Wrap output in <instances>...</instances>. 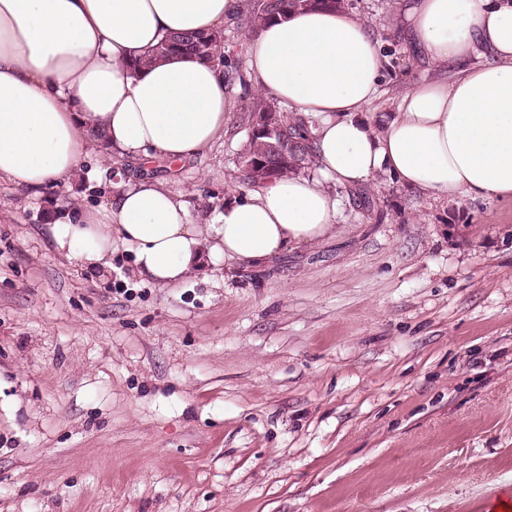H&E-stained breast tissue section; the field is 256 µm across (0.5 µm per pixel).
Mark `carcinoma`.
Listing matches in <instances>:
<instances>
[{
	"instance_id": "1",
	"label": "carcinoma",
	"mask_w": 512,
	"mask_h": 512,
	"mask_svg": "<svg viewBox=\"0 0 512 512\" xmlns=\"http://www.w3.org/2000/svg\"><path fill=\"white\" fill-rule=\"evenodd\" d=\"M331 4L337 8L351 6L350 0H243L238 19L244 25L246 37H252L265 23L288 15V11ZM158 57L191 55L200 60L224 67V30L195 34H173L156 48ZM245 111L249 122L256 116L271 119L278 129L272 140L262 134L247 133V141L240 154V180L245 185L260 186L269 181L288 178L314 164L311 135L304 119L292 112H285L273 98L258 95L251 99Z\"/></svg>"
}]
</instances>
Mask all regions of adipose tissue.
<instances>
[{
	"label": "adipose tissue",
	"mask_w": 512,
	"mask_h": 512,
	"mask_svg": "<svg viewBox=\"0 0 512 512\" xmlns=\"http://www.w3.org/2000/svg\"><path fill=\"white\" fill-rule=\"evenodd\" d=\"M242 0H0V178L32 192L72 180L102 130L108 151L132 161L181 162L224 135L239 108L222 67L169 57L126 64L171 33L210 31ZM404 27L451 78L420 84L397 112H367L387 58L364 21L341 9H299L262 26L248 47L255 88L303 117L316 176L234 196L193 224L162 183L128 179L98 209L55 223L58 249L107 266L113 238L139 274L181 282L203 261L258 262L309 243L338 222L335 188L377 174L423 195L512 200V0H400Z\"/></svg>",
	"instance_id": "obj_1"
}]
</instances>
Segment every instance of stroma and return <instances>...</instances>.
<instances>
[{
  "instance_id": "35a3bbf8",
  "label": "stroma",
  "mask_w": 512,
  "mask_h": 512,
  "mask_svg": "<svg viewBox=\"0 0 512 512\" xmlns=\"http://www.w3.org/2000/svg\"><path fill=\"white\" fill-rule=\"evenodd\" d=\"M389 72L371 119L436 69L393 0H353ZM247 118L172 171L207 223ZM35 194L0 181V512H497L512 498V202L434 200L380 174L335 231L163 288L61 254L53 216L128 162Z\"/></svg>"
}]
</instances>
